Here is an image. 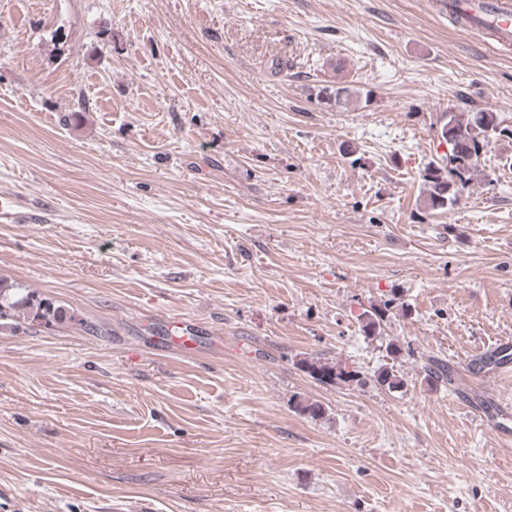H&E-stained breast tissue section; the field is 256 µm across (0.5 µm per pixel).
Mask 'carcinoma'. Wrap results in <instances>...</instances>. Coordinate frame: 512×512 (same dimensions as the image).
Returning <instances> with one entry per match:
<instances>
[{
    "instance_id": "carcinoma-1",
    "label": "carcinoma",
    "mask_w": 512,
    "mask_h": 512,
    "mask_svg": "<svg viewBox=\"0 0 512 512\" xmlns=\"http://www.w3.org/2000/svg\"><path fill=\"white\" fill-rule=\"evenodd\" d=\"M439 143L448 146V152L429 162L421 173L424 185V208L443 210L453 207L463 190L478 171L481 156L492 140L512 136V130L501 126L497 113L450 109L436 122ZM396 308V300L388 299L360 314L361 332L366 338L382 335L383 325ZM54 329L71 323L74 315L58 301L0 275V328L16 327L19 321ZM303 369L323 384L363 386L366 379L357 370H346L338 364L324 363L319 358L300 360ZM424 380L430 386L453 385L455 374L446 362L431 361L424 366ZM375 382L387 390L403 386V378L393 368L382 365L374 374Z\"/></svg>"
}]
</instances>
